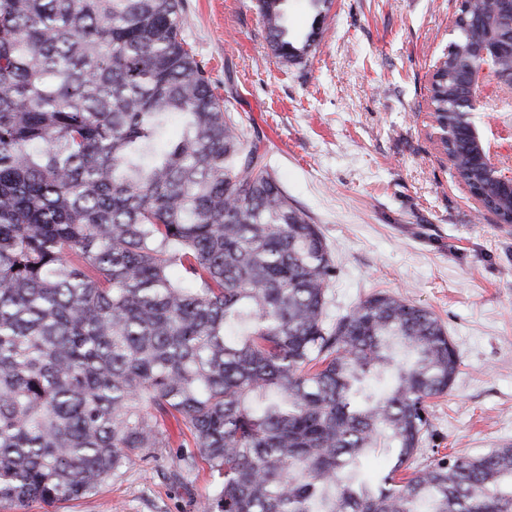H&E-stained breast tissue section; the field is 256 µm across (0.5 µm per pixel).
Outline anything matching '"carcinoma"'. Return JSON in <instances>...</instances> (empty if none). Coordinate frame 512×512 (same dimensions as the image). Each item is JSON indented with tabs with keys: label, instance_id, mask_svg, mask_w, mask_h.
Wrapping results in <instances>:
<instances>
[{
	"label": "carcinoma",
	"instance_id": "cac0c4a2",
	"mask_svg": "<svg viewBox=\"0 0 512 512\" xmlns=\"http://www.w3.org/2000/svg\"><path fill=\"white\" fill-rule=\"evenodd\" d=\"M287 0H258L301 57ZM439 121L512 3L464 0ZM181 0H0V508L88 497L158 448L211 481L200 512H512V447L411 460L460 359L387 292L330 323L335 265L182 37ZM512 220V195L447 145ZM385 451L378 470L369 458Z\"/></svg>",
	"mask_w": 512,
	"mask_h": 512
}]
</instances>
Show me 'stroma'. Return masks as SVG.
<instances>
[{"label":"stroma","instance_id":"obj_1","mask_svg":"<svg viewBox=\"0 0 512 512\" xmlns=\"http://www.w3.org/2000/svg\"><path fill=\"white\" fill-rule=\"evenodd\" d=\"M460 0H288L284 63L256 0H182V35L246 140L332 254L329 320L386 291L432 310L460 357L448 394L429 400L411 461L512 446V230L479 210L430 136L433 61L453 40ZM314 42H307L311 28ZM162 448L91 496L27 512H197L209 486L172 474Z\"/></svg>","mask_w":512,"mask_h":512}]
</instances>
